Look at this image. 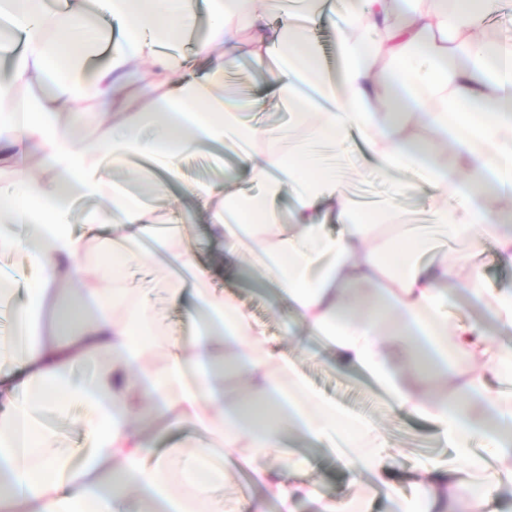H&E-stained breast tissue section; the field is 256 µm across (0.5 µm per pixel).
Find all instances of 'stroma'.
<instances>
[{"instance_id": "1", "label": "stroma", "mask_w": 512, "mask_h": 512, "mask_svg": "<svg viewBox=\"0 0 512 512\" xmlns=\"http://www.w3.org/2000/svg\"><path fill=\"white\" fill-rule=\"evenodd\" d=\"M347 152L353 161L342 169L340 176L348 187L354 207L363 209L367 220H375L384 206L391 183L405 186L406 191L397 203L395 223L427 224L431 221L432 200L428 191L413 189L411 176L404 172L383 173L376 160L368 154L359 139H352ZM235 157L231 151L213 143L201 144L181 168L179 180L166 182L163 196L151 193L125 169H108L106 176L122 189L139 193L145 205L159 212H190L192 224L186 225L184 242L192 248L199 261L214 271L212 288L231 292L251 312L265 329L271 346L289 357L308 383L323 397L335 402L349 413L363 416L378 423L391 446L385 449V470L388 479L396 483L404 496L420 500L425 487V470L430 465L448 466V446L438 439L435 429L427 419L388 411L389 399L375 381L359 369H337L329 351L314 342L302 343L290 336L286 323V310L276 301V288L266 278L255 277L240 269L224 266V248L214 242L208 230V215L198 209L187 192L189 185L205 182L233 167ZM185 269L175 264L169 256L159 254L154 260L131 264L124 272L128 288L142 291L171 276L186 277ZM289 456L271 457L267 466L282 468L288 462L305 466L303 478L314 489L312 496L302 498L296 512H320L322 500L336 497L342 491H352L364 498L368 512H397L394 502L376 493L371 483L350 486L346 472L330 449L303 442L296 435L285 441ZM226 501L246 505L261 504L264 512H280L276 501L267 496L262 482L251 469L233 470L231 477L218 490Z\"/></svg>"}]
</instances>
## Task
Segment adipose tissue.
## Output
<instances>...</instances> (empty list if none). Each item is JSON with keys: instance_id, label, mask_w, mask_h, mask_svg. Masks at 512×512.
I'll use <instances>...</instances> for the list:
<instances>
[{"instance_id": "obj_1", "label": "adipose tissue", "mask_w": 512, "mask_h": 512, "mask_svg": "<svg viewBox=\"0 0 512 512\" xmlns=\"http://www.w3.org/2000/svg\"><path fill=\"white\" fill-rule=\"evenodd\" d=\"M0 0V36L18 47L0 75V149L36 152L46 179L13 176L19 190L0 193V254L25 250L44 272L15 307L13 333L0 336V512H228L214 496L225 455H239L281 512H294L307 486L295 473L263 468L289 432L340 445L352 482L375 477L398 512H490L499 490L512 487V456L489 463L472 446L482 437L512 444V344L490 336L483 320L449 328L448 283L485 301L477 259L493 243L512 264V41L475 39L480 18L500 0H344L337 34L343 68L328 76L312 28L325 0H307L285 30L269 23L286 0ZM207 25L192 53L178 49L199 14ZM210 57L206 71L190 54ZM250 57L264 84L250 103L276 98L292 110L313 145L343 154L358 135L385 171H414L437 196L431 232L403 224L375 226L357 216L342 181L310 172L303 157L280 147L282 131L243 124L224 87L237 56ZM91 112L116 113L115 125L79 136ZM202 142L239 147V163L256 195L216 182L190 187L211 212V234L227 259L263 271L291 319L321 339L336 366L369 374L394 406L430 420L449 441L459 469L480 473L477 491L453 497L429 475L422 501L402 499L384 475L388 441L370 420L352 417L312 389L291 360L268 344L235 295L209 291L210 271L177 238L153 234L141 199L113 190L112 202L75 233L73 195L104 191L100 164L135 158L162 162L178 179L182 156ZM456 171L440 160L442 149ZM292 195L287 215L276 207ZM336 231H327L328 220ZM111 231L109 250L88 256ZM152 233L156 250L173 251L190 280L166 283L174 303L192 298L190 319L221 327L182 337L120 278ZM466 238L458 260L431 257L430 235ZM111 287H104L105 273ZM80 284L78 297L62 285ZM144 323L161 352L145 361L131 320ZM470 361L457 366L459 356ZM86 358L111 359L89 381L73 377ZM245 378L248 398L217 397L227 375ZM84 411L91 452L58 448L48 413ZM192 428L185 441L157 447L164 435ZM179 465L187 492L166 480Z\"/></svg>"}]
</instances>
